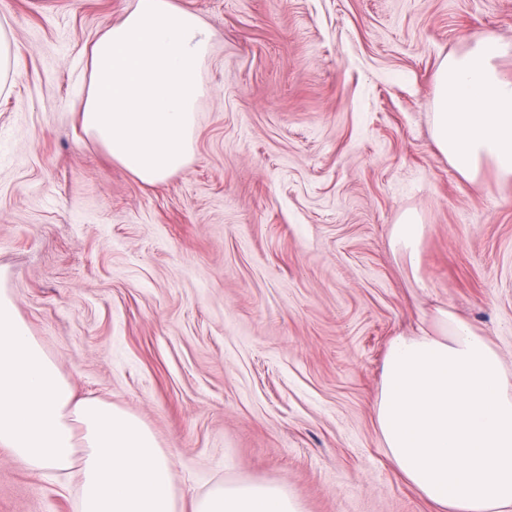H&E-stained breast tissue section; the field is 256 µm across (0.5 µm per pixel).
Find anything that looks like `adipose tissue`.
I'll return each instance as SVG.
<instances>
[{"label":"adipose tissue","instance_id":"1","mask_svg":"<svg viewBox=\"0 0 512 512\" xmlns=\"http://www.w3.org/2000/svg\"><path fill=\"white\" fill-rule=\"evenodd\" d=\"M211 36L175 0H131L94 42L84 133L137 180L155 185L188 164L201 67ZM512 46L473 37L434 81L432 138L466 179L492 165L512 179ZM375 419L395 469L436 512H512V374L491 343L447 309L432 330L397 336ZM0 448L28 471L78 474L76 512H303L272 482L214 483L191 505L171 462L135 415L77 397L7 289H0Z\"/></svg>","mask_w":512,"mask_h":512}]
</instances>
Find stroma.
<instances>
[{
	"label": "stroma",
	"instance_id": "stroma-1",
	"mask_svg": "<svg viewBox=\"0 0 512 512\" xmlns=\"http://www.w3.org/2000/svg\"><path fill=\"white\" fill-rule=\"evenodd\" d=\"M212 39L194 155L148 186L80 129L86 48L127 0H0V272L79 396L144 421L183 503L282 483L305 512H432L374 404L394 336L436 309L512 371V183L432 139L434 74L512 0H176ZM424 226L418 268L392 246ZM0 512L75 494L0 449ZM8 25L0 23V92L11 88L15 78L16 69L14 67L12 55L11 32ZM417 223L413 215L405 214L393 230L395 244L408 252L412 261L416 258L424 231L423 224Z\"/></svg>",
	"mask_w": 512,
	"mask_h": 512
}]
</instances>
